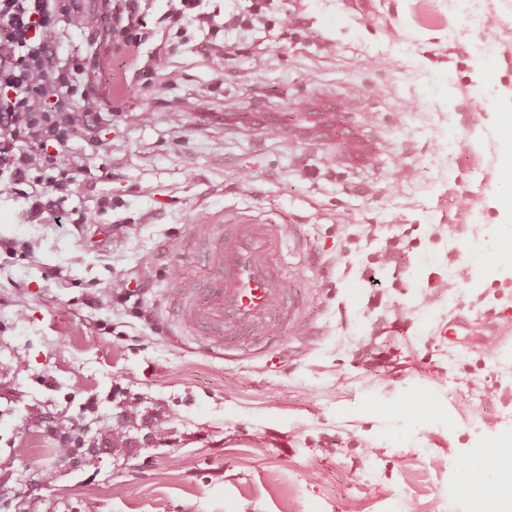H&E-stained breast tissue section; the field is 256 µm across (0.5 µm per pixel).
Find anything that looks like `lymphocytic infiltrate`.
<instances>
[{
  "label": "lymphocytic infiltrate",
  "instance_id": "lymphocytic-infiltrate-1",
  "mask_svg": "<svg viewBox=\"0 0 512 512\" xmlns=\"http://www.w3.org/2000/svg\"><path fill=\"white\" fill-rule=\"evenodd\" d=\"M164 15L179 44L194 32L231 35L265 19L272 0H249L225 14L208 0H169ZM92 31L112 45L113 55L138 64L149 38L145 0H0V187L23 199L25 223L43 224L51 205L45 192L64 193L73 165L63 149L79 142L87 156L102 158L110 142L91 136L96 84L88 61L94 50H64L67 34Z\"/></svg>",
  "mask_w": 512,
  "mask_h": 512
}]
</instances>
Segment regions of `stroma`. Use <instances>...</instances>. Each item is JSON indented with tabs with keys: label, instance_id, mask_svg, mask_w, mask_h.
Masks as SVG:
<instances>
[{
	"label": "stroma",
	"instance_id": "obj_1",
	"mask_svg": "<svg viewBox=\"0 0 512 512\" xmlns=\"http://www.w3.org/2000/svg\"><path fill=\"white\" fill-rule=\"evenodd\" d=\"M300 7L306 39L248 32L231 62L180 46L167 77L101 47L95 132L113 149L90 166L105 176L77 180L48 224L0 195V240L30 247L0 251V512H448L452 497L478 512L497 485L495 468L471 470L512 456V397L495 394L512 381V272L473 265L503 243L497 200L512 194L492 123L512 92V0ZM257 56L269 141L218 117ZM483 68L493 82L474 81ZM311 93L352 117L319 147L299 132ZM117 98L148 121L112 118ZM355 142L367 168H331ZM237 216L299 239L274 263L309 337L285 333L272 361L246 337L225 356L165 308L170 270L207 281L201 239ZM392 236L410 252L366 288ZM117 282L138 303L113 304ZM421 391L431 406L407 413Z\"/></svg>",
	"mask_w": 512,
	"mask_h": 512
}]
</instances>
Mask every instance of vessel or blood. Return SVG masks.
Masks as SVG:
<instances>
[{
  "instance_id": "obj_1",
  "label": "vessel or blood",
  "mask_w": 512,
  "mask_h": 512,
  "mask_svg": "<svg viewBox=\"0 0 512 512\" xmlns=\"http://www.w3.org/2000/svg\"><path fill=\"white\" fill-rule=\"evenodd\" d=\"M288 238L275 224L240 220L207 237V283L182 289L170 305L175 320L191 322L201 335L232 346L249 337L263 354L273 336L292 322L300 302L273 256Z\"/></svg>"
}]
</instances>
